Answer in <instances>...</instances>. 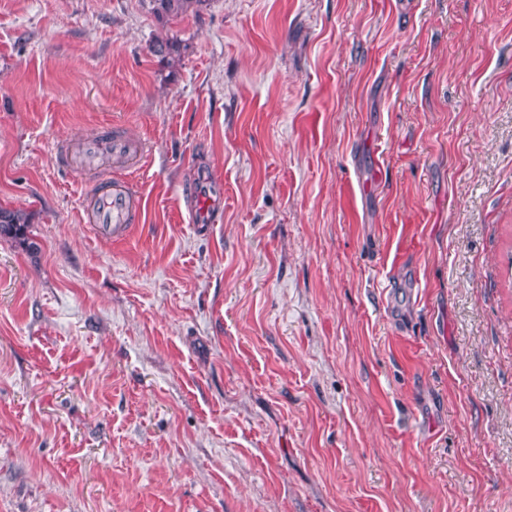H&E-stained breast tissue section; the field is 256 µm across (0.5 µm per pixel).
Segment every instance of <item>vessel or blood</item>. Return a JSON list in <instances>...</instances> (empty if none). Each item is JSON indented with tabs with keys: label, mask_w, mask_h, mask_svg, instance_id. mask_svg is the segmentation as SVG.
Masks as SVG:
<instances>
[{
	"label": "vessel or blood",
	"mask_w": 512,
	"mask_h": 512,
	"mask_svg": "<svg viewBox=\"0 0 512 512\" xmlns=\"http://www.w3.org/2000/svg\"><path fill=\"white\" fill-rule=\"evenodd\" d=\"M143 156L144 146L138 139L108 127L58 146L56 158L63 168L99 176L83 206L85 223L121 234L140 222L142 195L129 181L109 177L106 171L134 166Z\"/></svg>",
	"instance_id": "b4317fda"
}]
</instances>
